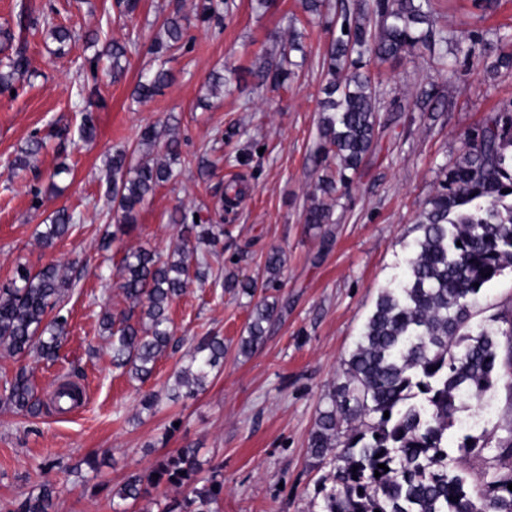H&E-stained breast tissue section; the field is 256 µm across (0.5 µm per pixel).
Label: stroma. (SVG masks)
Listing matches in <instances>:
<instances>
[{"label": "stroma", "instance_id": "1", "mask_svg": "<svg viewBox=\"0 0 512 512\" xmlns=\"http://www.w3.org/2000/svg\"><path fill=\"white\" fill-rule=\"evenodd\" d=\"M25 1L54 9L74 41L61 54L45 32L31 31L25 73L13 91L0 92V288L19 264L34 271L51 261L72 265L63 307L68 334L57 361L33 362V381L47 403L65 376L84 385L86 399L71 413L47 407L36 417L0 404V512H13L48 476L59 487L54 512H113L114 485L187 445L197 448L203 475L217 467L224 473L220 512H322L323 472L308 448L316 418L380 292L406 276L419 236L416 217L439 187L441 166L456 160L490 112L512 101V69L491 73L473 57L459 60L450 79L422 47L369 63L380 90L377 147L352 173L350 187L337 191L333 223L318 229L305 224L304 213L319 176L310 150L323 98L327 22L357 0H325L319 16L304 14L299 0H270L264 8L226 0L204 24L194 19L196 0H142L131 20L120 17L114 0H0V27L15 26ZM437 8L438 26L456 34L512 33V0H500L486 16L472 0H439ZM177 11L190 23L181 50L166 59L170 83L136 101L140 71L157 64L149 47ZM295 15L307 20L303 50L292 53L299 66L284 82L271 64L289 46L287 22ZM132 31L139 45L121 79H113L108 60L90 67L94 51L85 35L122 42ZM223 65L235 72L229 90L199 108L206 77ZM430 81L448 101L446 111L417 106ZM87 116L97 130L89 142L81 138ZM171 116L184 162L175 180L145 202L136 229L115 234L106 163L113 151L134 145L141 128ZM34 135L45 138V149L28 169L13 170ZM202 153L219 161L205 177L194 162ZM62 165L68 173L56 175ZM230 184L239 194L221 203ZM60 207L73 214L75 230L43 246L37 233ZM174 211L223 222V242L203 249L212 274L258 279L268 252L285 255L276 294L281 314L251 355L239 352L254 306L249 297L193 281L173 301L176 336L224 338V365L205 390L175 400L167 386L186 364L187 346L167 349L141 385L112 367L100 328L104 309L129 307L119 290L123 256L143 246L163 255L175 247L179 228L168 221ZM510 310L512 269L483 288L473 321L485 325ZM147 390L161 398L150 411L140 403ZM504 405L501 388L478 400L461 398L449 440L471 433L497 441ZM90 456L100 471L86 465Z\"/></svg>", "mask_w": 512, "mask_h": 512}]
</instances>
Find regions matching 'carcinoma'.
Instances as JSON below:
<instances>
[{"label":"carcinoma","instance_id":"carcinoma-1","mask_svg":"<svg viewBox=\"0 0 512 512\" xmlns=\"http://www.w3.org/2000/svg\"><path fill=\"white\" fill-rule=\"evenodd\" d=\"M434 13V0H395L393 5L373 0L342 16L339 34L331 39L322 62L325 98L314 156L324 166L317 193L305 210L306 223H333L336 185H347V172L357 170L375 148L379 97L364 56L382 62L399 58L420 43L448 45V33L434 28ZM182 20L177 11L165 19L153 53L162 56L183 41ZM39 26L60 44V53L72 40L53 12L36 18L20 13L19 34L0 30L3 41L18 40L15 56L0 69V91L11 89L26 70L23 33ZM88 40L99 43L96 34ZM136 46L133 38L122 44L106 41L92 63L111 58L112 75L117 77L123 72L121 61ZM456 46L466 57H481L492 70L512 68V34L493 40L464 34ZM168 81L163 66L148 69L140 73L134 95L148 99ZM142 146L162 154V159L143 160ZM180 159L179 140L167 122L146 126L132 151L112 154L108 183L116 231L126 233L137 224L143 204L175 177L173 165ZM443 176L438 191L417 215L420 236L407 259L406 280L378 296L356 348L344 362L342 381L328 394L310 435L312 458L319 465L333 463L318 488L322 512H512V314L500 316L509 324L506 331L471 326L481 290L512 268V102L488 115ZM185 220L183 215H171L180 236L171 254L164 257L142 247L122 259L120 290L132 309L102 316V330L111 339L112 366L142 384L152 378L158 357L173 340L171 302L191 281L208 278V264L198 255V245L214 246L224 235L222 224ZM74 230L73 215L58 209L38 232V240L50 245ZM283 265L282 254L272 250L262 282L230 275L222 288L249 297L259 286L277 291ZM71 290V277L57 263L36 272L17 266L12 286L0 290V352L18 361L58 359L68 320L54 310ZM278 316V301L265 298L256 303L240 354L250 355ZM223 360V337L208 334L194 341L189 363L176 377L174 395H197ZM500 385L506 390L508 408L502 425L505 435L495 443L499 468L469 478L448 463V430L456 403L464 395L478 400ZM81 398L79 385L66 381L56 389L54 405L78 404ZM0 399L31 416L43 407L26 365L16 370ZM338 447L339 453H331ZM457 448L466 454L482 453L489 442L465 434ZM197 455L196 448H175L149 468L130 473L112 488L115 512H127L125 506L141 500L158 506V512H218L224 474L215 470L200 477ZM379 464L389 471L377 468ZM377 472L381 476H375ZM162 484L180 490L182 497L164 505L152 499L151 489ZM56 497V483L48 479L13 512H52Z\"/></svg>","mask_w":512,"mask_h":512}]
</instances>
